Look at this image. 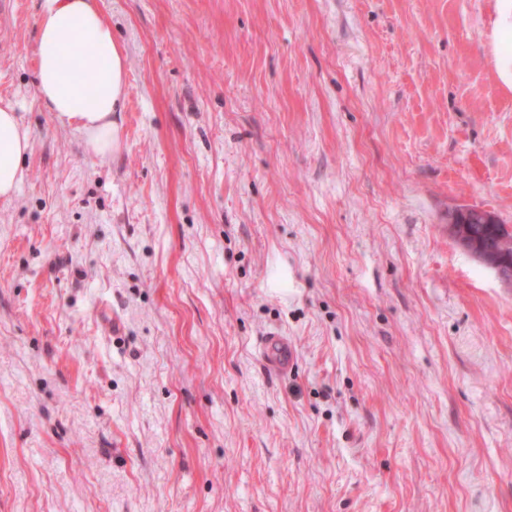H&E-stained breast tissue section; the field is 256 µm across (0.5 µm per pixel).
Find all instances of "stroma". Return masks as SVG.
Masks as SVG:
<instances>
[{"mask_svg":"<svg viewBox=\"0 0 512 512\" xmlns=\"http://www.w3.org/2000/svg\"><path fill=\"white\" fill-rule=\"evenodd\" d=\"M12 2L0 512H512V284L448 234L512 225L498 0H96L105 160ZM30 130L11 102H0V198L10 199L22 178L21 161L31 151ZM265 362L269 370L286 373L294 361V351L282 336H266L263 341Z\"/></svg>","mask_w":512,"mask_h":512,"instance_id":"35a3bbf8","label":"stroma"}]
</instances>
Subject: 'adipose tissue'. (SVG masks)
Instances as JSON below:
<instances>
[{"mask_svg": "<svg viewBox=\"0 0 512 512\" xmlns=\"http://www.w3.org/2000/svg\"><path fill=\"white\" fill-rule=\"evenodd\" d=\"M85 49L68 67L59 55L76 40ZM37 92L58 125L76 129L99 159L120 147L116 120L126 95V56L95 0H45L36 41ZM32 147L12 103L0 102V198L9 199Z\"/></svg>", "mask_w": 512, "mask_h": 512, "instance_id": "obj_1", "label": "adipose tissue"}]
</instances>
